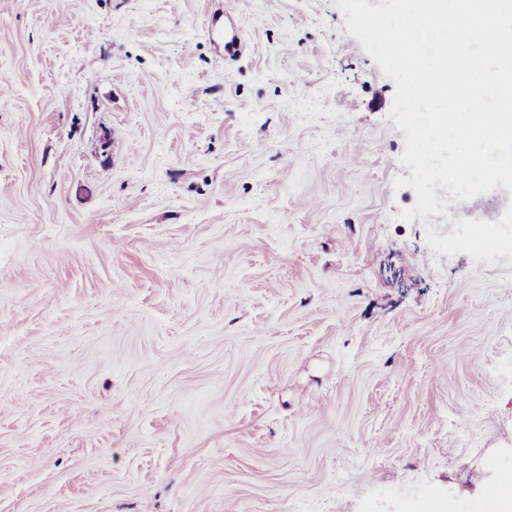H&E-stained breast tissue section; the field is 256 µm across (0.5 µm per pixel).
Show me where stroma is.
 Here are the masks:
<instances>
[{"mask_svg": "<svg viewBox=\"0 0 512 512\" xmlns=\"http://www.w3.org/2000/svg\"><path fill=\"white\" fill-rule=\"evenodd\" d=\"M394 91L334 0H0V512L512 492V262L399 219Z\"/></svg>", "mask_w": 512, "mask_h": 512, "instance_id": "obj_1", "label": "stroma"}]
</instances>
